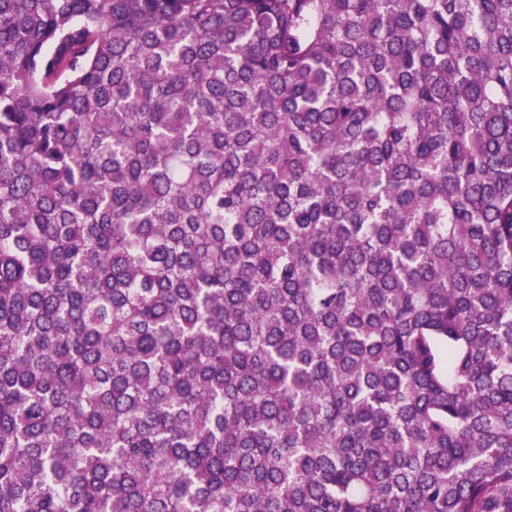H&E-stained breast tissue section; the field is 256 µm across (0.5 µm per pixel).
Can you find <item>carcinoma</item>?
I'll use <instances>...</instances> for the list:
<instances>
[{"label": "carcinoma", "instance_id": "obj_1", "mask_svg": "<svg viewBox=\"0 0 512 512\" xmlns=\"http://www.w3.org/2000/svg\"><path fill=\"white\" fill-rule=\"evenodd\" d=\"M0 512H512V0H0Z\"/></svg>", "mask_w": 512, "mask_h": 512}]
</instances>
